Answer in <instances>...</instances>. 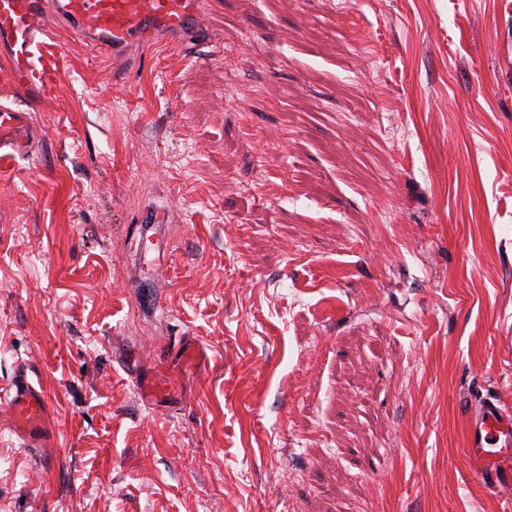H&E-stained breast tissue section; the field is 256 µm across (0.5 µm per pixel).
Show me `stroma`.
I'll use <instances>...</instances> for the list:
<instances>
[{
  "label": "stroma",
  "instance_id": "35a3bbf8",
  "mask_svg": "<svg viewBox=\"0 0 512 512\" xmlns=\"http://www.w3.org/2000/svg\"><path fill=\"white\" fill-rule=\"evenodd\" d=\"M338 1L207 0L116 63L45 37L0 388L51 445L0 428V512H503L462 398L512 399V13ZM0 401L8 406L6 425L20 437L24 446H48L44 436L49 428L48 401L28 379L26 369H21L6 391H2Z\"/></svg>",
  "mask_w": 512,
  "mask_h": 512
}]
</instances>
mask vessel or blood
<instances>
[{"mask_svg": "<svg viewBox=\"0 0 512 512\" xmlns=\"http://www.w3.org/2000/svg\"><path fill=\"white\" fill-rule=\"evenodd\" d=\"M205 10V0H0V50L7 53L13 84L34 103L45 88L35 51L53 20H66L77 42L124 56L159 35L194 38L204 28ZM37 139L26 109L0 105V147L30 155ZM0 401L23 445L46 447L48 401L26 371L18 372ZM465 415L474 474L487 488H512V405L499 398L472 400Z\"/></svg>", "mask_w": 512, "mask_h": 512, "instance_id": "b4317fda", "label": "vessel or blood"}]
</instances>
